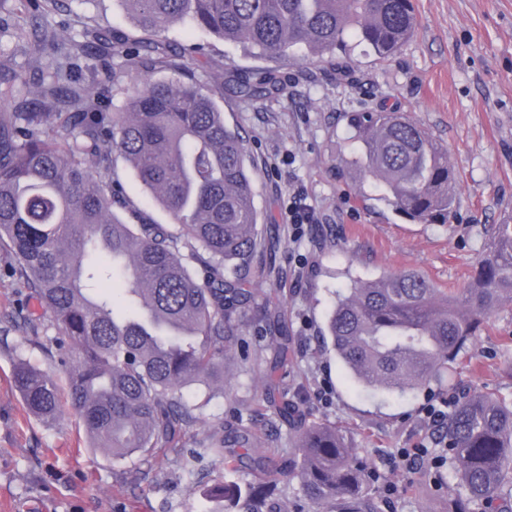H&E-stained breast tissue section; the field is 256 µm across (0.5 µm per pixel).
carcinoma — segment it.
I'll return each instance as SVG.
<instances>
[{
  "mask_svg": "<svg viewBox=\"0 0 512 512\" xmlns=\"http://www.w3.org/2000/svg\"><path fill=\"white\" fill-rule=\"evenodd\" d=\"M143 36L130 42L115 31L86 28L84 41L47 35L39 51L117 50L112 76L89 69L60 85L42 78L37 97L0 113V244L16 258L13 273L29 297L52 316L73 353L67 394L91 447L116 461L176 452L192 477L215 460L224 472L204 488L210 512H292L288 501L257 493L231 478L224 434L213 427L185 448L184 427L195 421L182 390L198 386L203 404L224 393V359L245 326L253 260L261 273H279L277 241L262 238L246 140L224 124L208 74L188 68L166 33L185 20L253 55L302 57L311 64L335 57L353 41L384 61L412 36V0H118ZM39 0H14L18 37L39 27ZM146 68L187 76L150 80L112 92L127 71ZM238 97L285 90L277 67L234 77ZM358 144L347 163L381 190L380 200L420 224H446L454 213L456 182L448 155L402 112L364 108L349 116ZM123 159L141 186L179 226L127 224L114 212L124 203L115 165ZM203 263L192 275L182 249ZM512 303V224H498L490 253L462 295L443 293L413 272L353 280L336 293L327 336L351 377L364 387L403 394L444 380L466 343L491 316ZM13 380L27 410L43 420L59 415L54 379L23 360ZM445 437L457 461L455 512L482 502L489 512H512V499L494 494L512 474V403L468 393L448 416ZM255 434L235 444L266 484L300 483L315 512H377L365 493V471L345 435L311 424L299 431L288 457L269 468L251 456Z\"/></svg>",
  "mask_w": 512,
  "mask_h": 512,
  "instance_id": "carcinoma-1",
  "label": "carcinoma"
}]
</instances>
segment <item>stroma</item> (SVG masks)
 Returning <instances> with one entry per match:
<instances>
[{
  "label": "stroma",
  "instance_id": "1",
  "mask_svg": "<svg viewBox=\"0 0 512 512\" xmlns=\"http://www.w3.org/2000/svg\"><path fill=\"white\" fill-rule=\"evenodd\" d=\"M412 38L379 63L350 47L335 63L280 62L287 95L244 100L229 86L234 72L269 67L242 45L191 25L168 33L173 46L200 45L196 65L212 75L228 127L239 129L256 171L255 203L263 235L280 241L279 277L254 274L248 324L224 361V393L201 406L196 387L183 391L197 406L187 440L212 425L225 436L252 428L273 462L287 456L299 426H336L349 438L368 472L366 491L381 512H452L455 461L442 432H430L429 404L482 392L512 400V304L500 307L490 327L449 365L443 383L405 395L365 389L322 346L326 316L337 289L351 280L411 270L440 290L462 292L486 254L495 225L512 223V0H414ZM42 26L80 37L95 26L136 38L132 16L117 0H63L46 6ZM14 19L0 8V108L12 93L36 91L54 58L17 46ZM408 113L448 153L458 177L457 205L449 223L414 224L379 201V189L344 166L355 150L346 117L362 108ZM116 172L130 200L121 218L132 224L176 226L125 163ZM301 194L315 221L292 228L288 205ZM12 253L0 245V512H207L205 480L224 469L215 461L197 478L183 475L175 456L115 462L90 447L77 413L62 404L57 420L29 414L12 372L24 359L65 384L64 352L48 312L26 298L11 274ZM34 315L36 327L23 324ZM269 316L285 320L288 368L279 388L300 408L299 423L284 421L265 403V362L278 345L254 335ZM425 445L431 464L410 472L394 462L399 449Z\"/></svg>",
  "mask_w": 512,
  "mask_h": 512
}]
</instances>
